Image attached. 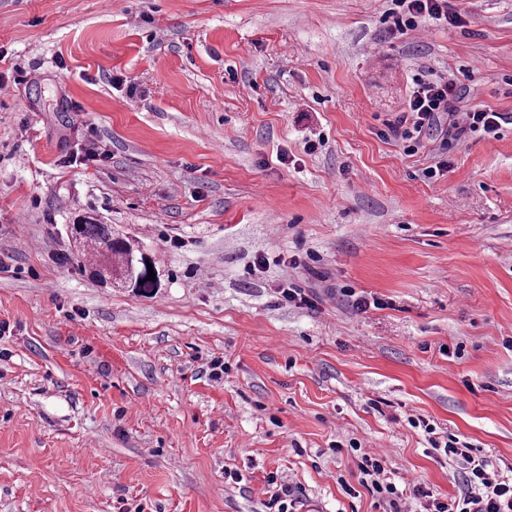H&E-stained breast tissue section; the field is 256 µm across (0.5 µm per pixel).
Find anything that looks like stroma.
Returning <instances> with one entry per match:
<instances>
[{
  "label": "stroma",
  "instance_id": "stroma-1",
  "mask_svg": "<svg viewBox=\"0 0 512 512\" xmlns=\"http://www.w3.org/2000/svg\"><path fill=\"white\" fill-rule=\"evenodd\" d=\"M391 6L0 0V512H268L272 472L292 512H384L335 445L443 498L448 434L512 474V124L381 135L423 72L512 114V0ZM84 213L155 290L91 277ZM398 9L391 8L386 14L387 22L392 19L395 31L416 30L426 20L457 24L460 18L453 13H448V1L446 0H392Z\"/></svg>",
  "mask_w": 512,
  "mask_h": 512
}]
</instances>
